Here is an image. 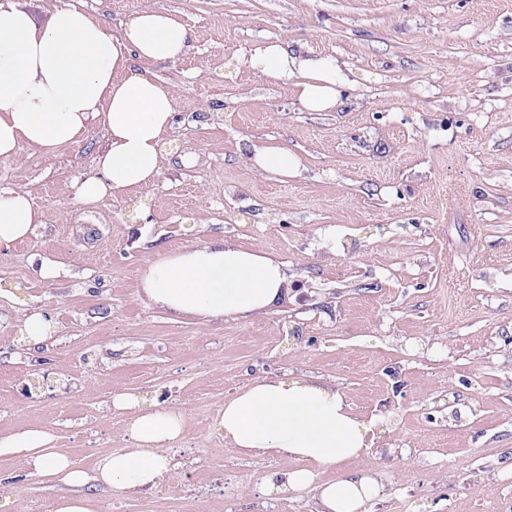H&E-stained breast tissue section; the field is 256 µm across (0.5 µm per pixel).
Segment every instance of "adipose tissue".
I'll return each instance as SVG.
<instances>
[{
	"label": "adipose tissue",
	"instance_id": "adipose-tissue-1",
	"mask_svg": "<svg viewBox=\"0 0 512 512\" xmlns=\"http://www.w3.org/2000/svg\"><path fill=\"white\" fill-rule=\"evenodd\" d=\"M46 14L41 23L24 0H0V158H17L26 147L53 154L81 143L99 125L108 147L76 186L81 204L94 209L113 193L152 186L172 128L175 93L138 62L176 59L189 46V29L158 10L134 13L117 36L95 14L74 6L51 0ZM241 64L263 80L290 85L311 112L333 110L348 82L336 58L301 43H268ZM41 222L25 192L0 190V250L34 236ZM140 286L152 303L179 315L248 318L280 301L288 269L265 252L219 238L151 256ZM113 404L131 411L136 445L102 453L91 473L52 448L41 430L0 439V456L23 454L31 475L66 487V494L46 502L45 512H95L85 492L93 483L126 494L164 482L183 416L158 403L145 405L133 393L117 395ZM378 423L355 413L334 385L291 373L238 391L213 427L224 448L238 454L295 461V468L264 479L266 494L308 492L317 512H364L379 492L372 472L347 471L325 482L318 472L360 458Z\"/></svg>",
	"mask_w": 512,
	"mask_h": 512
}]
</instances>
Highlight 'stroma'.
<instances>
[{
    "label": "stroma",
    "instance_id": "stroma-1",
    "mask_svg": "<svg viewBox=\"0 0 512 512\" xmlns=\"http://www.w3.org/2000/svg\"><path fill=\"white\" fill-rule=\"evenodd\" d=\"M112 35L165 10L193 34L149 69L175 93L162 173L137 208L85 210L75 184L107 146L101 128L46 155L0 160V189L45 222L0 251V438L27 428L86 471L133 447L128 392L184 414L160 488L88 487L98 512H316L308 493L263 494L285 460L222 449L210 424L265 376L323 378L384 421L354 466L378 471L367 512H512V0H72ZM339 60L331 112L240 60L275 40ZM300 161L257 172L253 146ZM221 235L281 260V302L247 319L178 316L140 288L158 250ZM63 267L41 276L43 261ZM39 310L42 346L18 328ZM20 512L64 494L0 456ZM20 336L30 345L38 346L45 343L54 333V326L42 312L33 310L25 316L19 326Z\"/></svg>",
    "mask_w": 512,
    "mask_h": 512
}]
</instances>
